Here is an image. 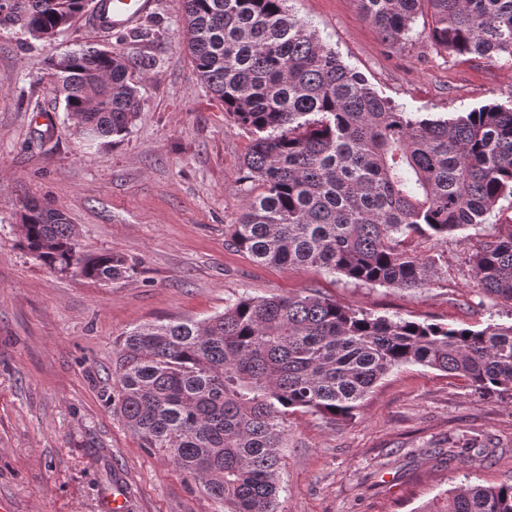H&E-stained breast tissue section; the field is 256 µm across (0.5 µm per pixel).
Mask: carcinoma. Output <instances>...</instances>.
Segmentation results:
<instances>
[{
	"label": "carcinoma",
	"mask_w": 512,
	"mask_h": 512,
	"mask_svg": "<svg viewBox=\"0 0 512 512\" xmlns=\"http://www.w3.org/2000/svg\"><path fill=\"white\" fill-rule=\"evenodd\" d=\"M288 0H183L193 68L252 133L243 180L261 192L230 226V245L261 265L314 267L404 290L430 281L412 235L445 242L486 224L512 197V100L452 117L405 112L346 65ZM396 45L422 13L450 55L512 61V0H358ZM84 0H0V26L49 40ZM56 92L96 142L129 132L140 110L129 60L93 47L50 59ZM20 244L49 269L94 283L134 270L112 252L87 254L50 204L24 206ZM486 296L512 303V224L468 257ZM107 401L147 448L224 504L279 512L282 442L299 409L334 425L356 417L388 373L421 365L512 399V324L468 327L374 316L313 289L244 296L204 321L158 322L119 344ZM421 512H512V481L459 487Z\"/></svg>",
	"instance_id": "obj_1"
}]
</instances>
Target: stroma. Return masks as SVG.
Returning <instances> with one entry per match:
<instances>
[{"label": "stroma", "instance_id": "35a3bbf8", "mask_svg": "<svg viewBox=\"0 0 512 512\" xmlns=\"http://www.w3.org/2000/svg\"><path fill=\"white\" fill-rule=\"evenodd\" d=\"M288 6L406 111L444 117L512 98V64L438 50L429 16L390 46L357 0ZM182 17V0H154L130 31L87 14L50 41L0 27V512H106L116 485L128 512H224L106 402L117 344L140 325L203 321L245 294L307 288L375 316L512 324V306L480 295L467 262L512 224L510 197L490 223L447 242L410 238L434 266L414 291L262 266L230 246V224L259 192L239 178L251 136L197 79ZM80 46L129 59L141 108L125 136L88 144L51 88V57ZM32 199L67 214L84 252L123 255L134 273L101 285L35 260L15 217ZM285 429L280 512H418L444 491L512 479V399L420 365L386 375L351 421L333 426L299 410ZM468 443L489 456L447 462L445 449Z\"/></svg>", "mask_w": 512, "mask_h": 512}]
</instances>
